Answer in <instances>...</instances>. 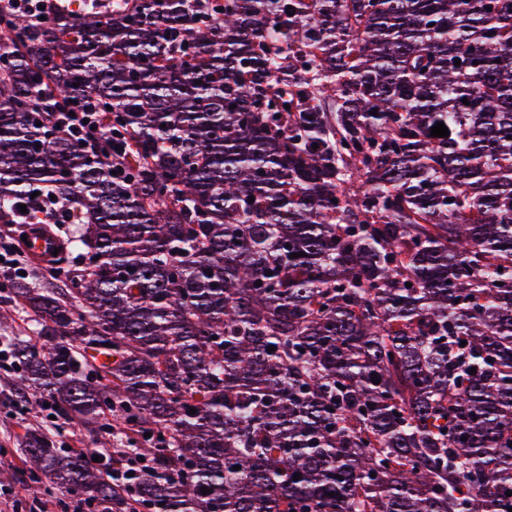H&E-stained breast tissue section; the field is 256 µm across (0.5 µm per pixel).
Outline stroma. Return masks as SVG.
I'll return each instance as SVG.
<instances>
[{
  "label": "stroma",
  "instance_id": "obj_1",
  "mask_svg": "<svg viewBox=\"0 0 512 512\" xmlns=\"http://www.w3.org/2000/svg\"><path fill=\"white\" fill-rule=\"evenodd\" d=\"M43 429L57 436L65 450L93 448L97 436L71 415L51 417L40 406L38 396L22 383L0 382V498L16 502V512H62L67 497L48 481L36 479L20 446V438L29 431Z\"/></svg>",
  "mask_w": 512,
  "mask_h": 512
}]
</instances>
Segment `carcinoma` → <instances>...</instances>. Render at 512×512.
Listing matches in <instances>:
<instances>
[{
  "instance_id": "cac0c4a2",
  "label": "carcinoma",
  "mask_w": 512,
  "mask_h": 512,
  "mask_svg": "<svg viewBox=\"0 0 512 512\" xmlns=\"http://www.w3.org/2000/svg\"><path fill=\"white\" fill-rule=\"evenodd\" d=\"M2 22L0 224L37 188L81 217L64 287L0 283L41 343L11 356L148 459L131 490L31 431L33 475L117 512H508L512 0ZM49 98L116 135L81 146Z\"/></svg>"
}]
</instances>
